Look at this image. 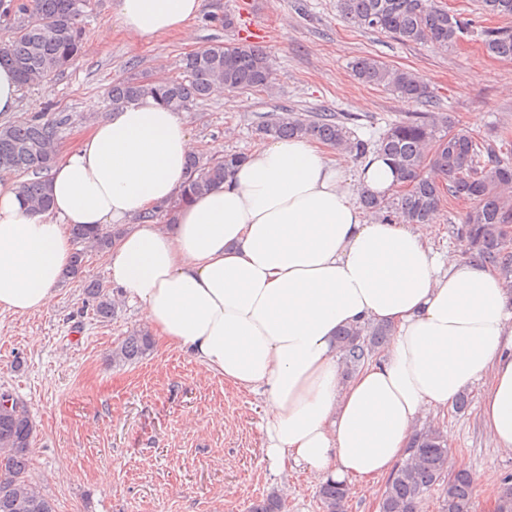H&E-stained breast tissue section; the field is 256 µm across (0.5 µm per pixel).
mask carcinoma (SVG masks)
<instances>
[{
	"mask_svg": "<svg viewBox=\"0 0 512 512\" xmlns=\"http://www.w3.org/2000/svg\"><path fill=\"white\" fill-rule=\"evenodd\" d=\"M483 13L512 18V0H480ZM90 0H0V17L12 25V36L0 48V63L9 64L21 85L54 77L70 65L83 49V18ZM341 15L362 29L393 35L404 43L429 42L453 50L470 25L436 0H339ZM488 54L512 60V27L488 29L484 34ZM182 78L121 80L106 92L111 107L124 106L145 97L186 112L198 101L217 92L249 89L269 91L274 72L267 54L259 47L229 42L184 56ZM357 80L382 86L409 102L426 107L391 124L378 140L375 152L389 157L399 177L395 194L378 197L361 192L360 202L373 217L400 224H428L436 219L445 196L469 202V210L457 233L468 249L498 267L512 280V161L492 153L489 146L469 134L452 132L428 86L414 73L370 56L352 64ZM65 115H34L17 123L0 125V170L28 176L22 188L30 206L45 213L51 197L43 174L55 163ZM262 139L305 137L340 146L349 155L364 159L369 143L351 135L345 122L331 115L307 117L283 112L262 117L256 126ZM245 155L228 153L222 158L202 155L189 159L187 178L178 206L191 195L206 192L224 182ZM120 229L91 231L83 225L71 229L81 246L74 252L66 273L81 276L87 253L106 251ZM93 314L109 320L119 302L96 280L84 285ZM390 336L384 324L353 326L338 335L339 353L347 372L373 358ZM153 346L150 331H131L112 349V363L124 365L146 355ZM35 425L26 404L7 390L0 391V512H56L52 500L31 476ZM446 482L441 512H474V480L465 469L453 466L448 436L437 428L416 432L409 458L387 478L379 512H416L417 505L435 486ZM322 512H347L349 489L336 482L323 483L318 491ZM281 502L271 493L253 503L251 512H280Z\"/></svg>",
	"mask_w": 512,
	"mask_h": 512,
	"instance_id": "obj_1",
	"label": "carcinoma"
}]
</instances>
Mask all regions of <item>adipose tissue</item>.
I'll return each instance as SVG.
<instances>
[{
  "label": "adipose tissue",
  "instance_id": "adipose-tissue-1",
  "mask_svg": "<svg viewBox=\"0 0 512 512\" xmlns=\"http://www.w3.org/2000/svg\"><path fill=\"white\" fill-rule=\"evenodd\" d=\"M204 0H116L117 29L184 31ZM196 143L178 112L147 98L100 116L50 170L49 212L0 181V313H40L74 249L70 228H123L107 276L156 339L266 398L272 467L374 485L409 455L420 421L484 382L492 447L512 450V287L474 257H436L426 224L371 218L361 191L388 195L389 158L348 173L307 138L273 139L223 183L177 204ZM173 205L167 224L139 223ZM384 323L386 352L350 377L339 331Z\"/></svg>",
  "mask_w": 512,
  "mask_h": 512
}]
</instances>
